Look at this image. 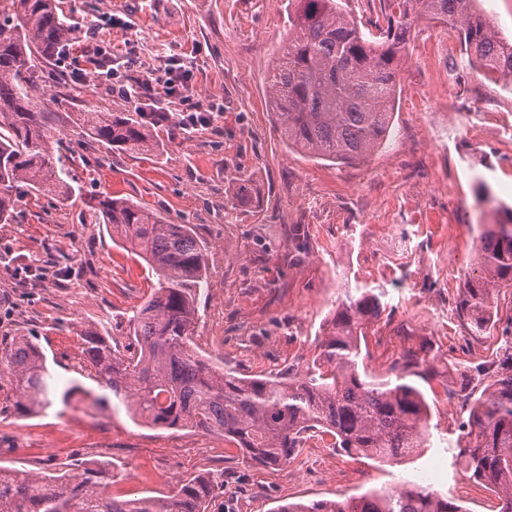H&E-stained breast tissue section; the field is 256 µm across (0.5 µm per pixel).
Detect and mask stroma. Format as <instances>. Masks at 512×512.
<instances>
[{"label": "stroma", "mask_w": 512, "mask_h": 512, "mask_svg": "<svg viewBox=\"0 0 512 512\" xmlns=\"http://www.w3.org/2000/svg\"><path fill=\"white\" fill-rule=\"evenodd\" d=\"M288 0H57L79 43L96 34L110 48L120 80L134 81L160 57L183 59L195 102L212 114L185 137L158 130L160 157L112 152L79 125L81 112H122L129 101L90 76L73 86L75 53L39 61L28 74L42 111L56 115L62 160L75 189L65 201L18 186L12 223L0 224V350L36 337L56 397L37 415H20L15 383L0 369V466L44 476L93 461L116 477L113 495L168 491L207 473L224 483L211 512H272L278 504L344 499L421 479L430 459L450 461L467 417L464 398L445 387L461 369L493 365L498 333L470 336L455 307L473 266L479 223L493 220L473 196L484 177L512 205V145L495 126L512 119V88L462 65L458 36L423 19L411 26L392 132L362 161L335 164L287 147L276 130L265 75L288 37ZM107 191L190 225L207 246V288L194 340L214 365L245 377L304 369L320 324L347 289L384 285L388 306L363 349L367 372L382 377L409 348L429 341L436 370L423 390L432 446L416 461L379 464L309 440L302 464L248 463L217 432L134 423L82 370L83 330L126 350L129 319L155 279L83 200ZM307 230L300 262L289 255L292 225ZM414 236L417 252L379 275L387 235ZM71 390L70 404L60 395ZM100 396L98 406L85 393ZM465 512H497L495 495L463 469L433 480Z\"/></svg>", "instance_id": "stroma-1"}]
</instances>
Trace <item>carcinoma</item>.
Returning a JSON list of instances; mask_svg holds the SVG:
<instances>
[{
	"label": "carcinoma",
	"instance_id": "obj_1",
	"mask_svg": "<svg viewBox=\"0 0 512 512\" xmlns=\"http://www.w3.org/2000/svg\"><path fill=\"white\" fill-rule=\"evenodd\" d=\"M288 18V40L267 75L282 139L310 157L333 163L363 160L389 137L410 17L440 20L458 30L469 66L512 84V41L495 31L478 0H385L388 12L377 34L365 33L346 0H297ZM0 16V224L13 220V190L67 200L74 191L56 145L52 113L36 109L27 73L36 59H52L78 38L56 0H13ZM130 112L87 111L83 132L113 150L150 154L160 149L153 106L133 102ZM476 203L495 201L478 178ZM86 207L112 237L130 246L157 276V286L130 319L135 348L112 349L96 331L83 333V354L94 380L132 415L154 425L221 432L245 461L279 467L298 461L307 440L330 436L348 456L402 462L431 447L429 405L410 377L434 373L427 349L412 348L385 380L359 371L361 343L386 311L384 289L359 287L332 305L321 325L319 352L304 370L285 377H242L219 371L195 350L193 327L207 285L206 251L187 224L109 192ZM480 225L473 240L477 267L465 275L457 314L472 335L499 321L497 296L512 288V207ZM501 370L460 373L454 392L469 400V441L453 461L495 493L499 512H512V339L498 357ZM13 374L20 412L50 403L46 357L34 338L19 337L0 355ZM485 381L480 396L469 392ZM112 473L85 465L36 477L0 467V512H208L223 485L209 474L181 481L169 493L119 499L106 493ZM275 512H464L430 485L409 481L392 493L368 491L344 500L286 503Z\"/></svg>",
	"mask_w": 512,
	"mask_h": 512
}]
</instances>
